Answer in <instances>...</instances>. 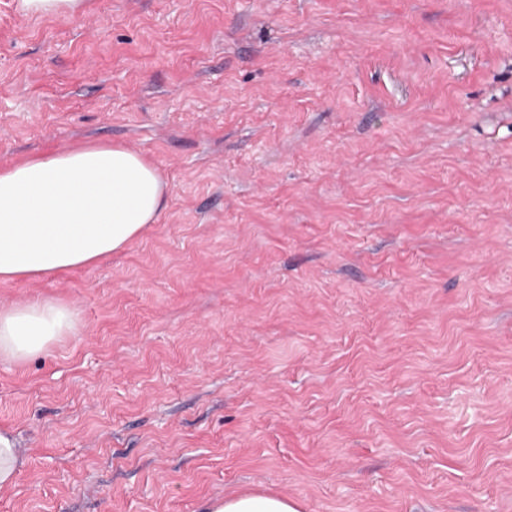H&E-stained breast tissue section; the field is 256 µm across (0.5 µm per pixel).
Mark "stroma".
Returning <instances> with one entry per match:
<instances>
[{"instance_id":"35a3bbf8","label":"stroma","mask_w":512,"mask_h":512,"mask_svg":"<svg viewBox=\"0 0 512 512\" xmlns=\"http://www.w3.org/2000/svg\"><path fill=\"white\" fill-rule=\"evenodd\" d=\"M156 166L128 249L0 282V512H512V0H0V165ZM89 7L88 0H16L15 9L23 17L45 18L79 16ZM71 310L49 301L0 306V359L25 361L74 331ZM24 464V455L9 433L0 431V489L11 487ZM205 512H299L286 497L244 493L206 504Z\"/></svg>"}]
</instances>
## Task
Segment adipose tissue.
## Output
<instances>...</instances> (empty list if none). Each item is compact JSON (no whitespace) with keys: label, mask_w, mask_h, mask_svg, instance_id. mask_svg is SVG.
<instances>
[{"label":"adipose tissue","mask_w":512,"mask_h":512,"mask_svg":"<svg viewBox=\"0 0 512 512\" xmlns=\"http://www.w3.org/2000/svg\"><path fill=\"white\" fill-rule=\"evenodd\" d=\"M169 187L141 155L87 143L0 166V280L52 277L130 247L163 214ZM75 327L49 301L0 306V359L21 362ZM206 512H299L288 498L244 493Z\"/></svg>","instance_id":"ef3b65f1"}]
</instances>
